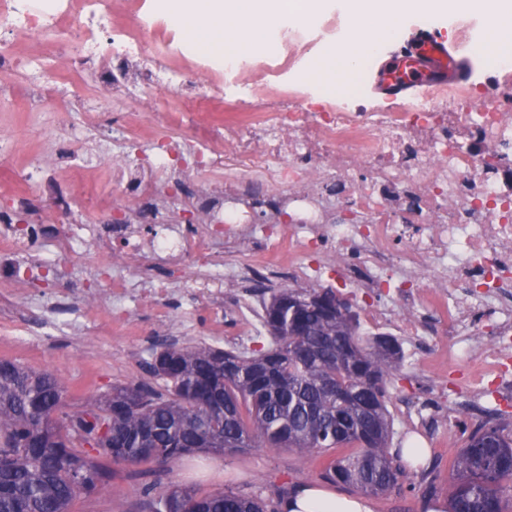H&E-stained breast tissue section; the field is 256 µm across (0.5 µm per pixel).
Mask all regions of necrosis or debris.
Returning a JSON list of instances; mask_svg holds the SVG:
<instances>
[{"label":"necrosis or debris","mask_w":512,"mask_h":512,"mask_svg":"<svg viewBox=\"0 0 512 512\" xmlns=\"http://www.w3.org/2000/svg\"><path fill=\"white\" fill-rule=\"evenodd\" d=\"M131 10L118 22L112 0H0L5 103L24 112L45 91L74 83L89 99L104 85L118 93L133 68L151 96L192 81L230 105L256 106V118L232 114L219 124L202 102L183 113L117 109L105 181L89 177L75 150L44 168L43 156L57 148L46 139L0 191V256L9 260L0 271V323L29 312L19 287L40 280L68 296H101L80 306L68 328L138 339L136 310L167 325V299L184 282L196 286L193 309L214 310L224 304L213 285L219 274L309 283L332 273L363 295L384 288L406 308L431 306L444 336H479L478 316L512 289V191L502 185L512 179L511 112L495 103L468 109L470 84L431 87L398 112H351L349 96L335 97L319 79L289 82L308 48L292 27L277 39L287 55L269 56L273 78L260 83L250 58L181 39L141 0ZM228 153L236 167H225ZM187 174L197 181L189 194ZM18 191L42 203L53 262L35 251L37 224L11 221L9 198ZM79 243L97 257L83 288L69 272ZM118 252L164 268L167 279L138 282L106 266ZM345 254L363 256L364 266L341 264ZM423 271L433 273L435 292L419 293ZM493 325L492 348L470 356L477 384L502 377L501 354L512 351V319Z\"/></svg>","instance_id":"4bbe7bcc"}]
</instances>
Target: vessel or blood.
<instances>
[{
    "label": "vessel or blood",
    "mask_w": 512,
    "mask_h": 512,
    "mask_svg": "<svg viewBox=\"0 0 512 512\" xmlns=\"http://www.w3.org/2000/svg\"><path fill=\"white\" fill-rule=\"evenodd\" d=\"M469 67L464 47L449 45L436 32L425 30L373 70L369 82L375 93L387 102L421 99L429 87L466 81Z\"/></svg>",
    "instance_id": "vessel-or-blood-1"
}]
</instances>
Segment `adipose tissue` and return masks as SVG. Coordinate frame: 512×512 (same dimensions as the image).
Here are the masks:
<instances>
[{"label":"adipose tissue","instance_id":"ef3b65f1","mask_svg":"<svg viewBox=\"0 0 512 512\" xmlns=\"http://www.w3.org/2000/svg\"><path fill=\"white\" fill-rule=\"evenodd\" d=\"M323 5L324 0H167V11L170 21L195 40L223 46L228 54H245L267 47L272 31L307 22ZM345 9L352 24L345 39L325 53L343 72L391 42L412 15L484 13L492 39L512 41V0H497L492 11L486 0H345ZM281 512H373V503L363 495L309 485L292 489Z\"/></svg>","mask_w":512,"mask_h":512}]
</instances>
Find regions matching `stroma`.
<instances>
[{"mask_svg": "<svg viewBox=\"0 0 512 512\" xmlns=\"http://www.w3.org/2000/svg\"><path fill=\"white\" fill-rule=\"evenodd\" d=\"M479 17L475 14L446 18H408L397 39L381 46V54L399 50L416 26L431 25L447 41L459 42L461 29L476 31ZM349 26V18L339 0H326L325 8L307 27L310 42L305 58L306 68H314L331 44L339 42ZM473 80L476 88L474 108L496 101L512 100V71L493 66L489 57L473 55ZM139 101L138 88H130L124 100H115L110 90H102L92 102L74 101L68 90L57 92L55 100L40 103L39 109L51 113L48 132L32 128L25 116L0 111V123L16 129L25 148L39 153L45 134H52L58 146L70 147L68 128L75 112H98L111 120L120 105L134 106ZM287 279L254 285L228 281L224 284V339L210 336L211 315L188 316L193 284L184 283L171 296V321L167 326L174 340L186 346L215 344L234 348V336L241 325L235 319L237 302L246 296L254 301L269 297L271 291L290 287ZM27 337L18 340L0 335V360H9L37 372L61 379L67 388V410H82L87 399L111 392L117 386L146 383L163 389L162 380L145 368L152 358L153 345L142 346L128 338L74 335L61 330L46 333L43 326L27 325ZM403 361L389 378L388 409L393 420V448H402L412 434H420L427 453L421 466L406 468L398 485L388 494L376 498L374 512H425V504L449 501L455 481L451 463L463 447L468 430L484 422H512V394H500L495 381L474 387L468 379V343L458 339L457 354L442 348L438 336L401 337ZM305 481L319 483L315 465L300 467L294 453L254 448L233 457L203 455L166 465L153 462L119 464L110 487L92 498L74 502L71 512H141L142 490L152 483L162 487H192L207 494L226 488L250 489L264 485L267 490L285 489Z\"/></svg>", "mask_w": 512, "mask_h": 512, "instance_id": "stroma-1", "label": "stroma"}]
</instances>
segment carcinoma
Masks as SVG:
<instances>
[{
    "mask_svg": "<svg viewBox=\"0 0 512 512\" xmlns=\"http://www.w3.org/2000/svg\"><path fill=\"white\" fill-rule=\"evenodd\" d=\"M330 290L284 288L262 305L271 342L247 357L206 345L163 343L147 370L165 390L112 389L80 411H65L57 377L0 361V512H69L112 482L103 463H171L200 451L224 456L251 448L286 449L320 477L363 495L382 496L402 465L390 450L388 378L402 361L397 340H365L350 307ZM107 427L100 443H77L76 425ZM341 450L324 459L321 452ZM449 512H508L512 433L478 426L452 464ZM149 512H279V499L254 491L155 484L143 491Z\"/></svg>",
    "mask_w": 512,
    "mask_h": 512,
    "instance_id": "cac0c4a2",
    "label": "carcinoma"
}]
</instances>
